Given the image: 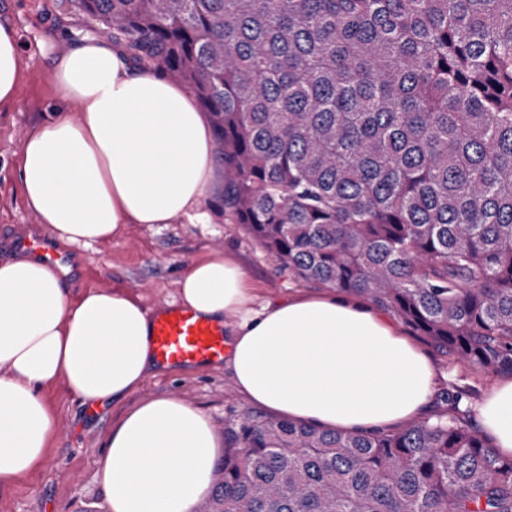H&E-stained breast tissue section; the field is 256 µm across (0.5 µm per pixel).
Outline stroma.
<instances>
[{
  "instance_id": "35a3bbf8",
  "label": "stroma",
  "mask_w": 512,
  "mask_h": 512,
  "mask_svg": "<svg viewBox=\"0 0 512 512\" xmlns=\"http://www.w3.org/2000/svg\"><path fill=\"white\" fill-rule=\"evenodd\" d=\"M20 43L23 70L16 102L0 112V257L15 256L12 239L42 231L25 205L18 181V162L32 125L42 116L79 114L76 101H60L51 82V62L73 33L98 34L96 24L80 12L62 9L59 0H0ZM224 179L216 177L205 204L207 224H128L112 240L72 246L77 272L64 279L71 296L90 288H121L139 297L148 310L175 304L176 282L210 251L233 257L246 274L257 303L297 293L323 295L325 286L297 280L277 270L268 255L221 209ZM413 343L428 357L434 390L468 389L470 406L479 405L499 383L496 375L478 376L461 364L449 365L422 337ZM155 396H174L200 408L216 433H223L249 399L224 367L163 372L147 378L125 402L90 406L64 384L49 393L55 415L51 446L36 468L8 487H0V512H110L108 494L98 478L105 441L113 422L128 404Z\"/></svg>"
}]
</instances>
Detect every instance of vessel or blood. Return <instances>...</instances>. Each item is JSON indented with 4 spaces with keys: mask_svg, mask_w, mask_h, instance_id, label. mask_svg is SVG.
<instances>
[{
    "mask_svg": "<svg viewBox=\"0 0 512 512\" xmlns=\"http://www.w3.org/2000/svg\"><path fill=\"white\" fill-rule=\"evenodd\" d=\"M16 250L69 276L73 257L43 234L22 237L15 241ZM152 351L156 361L165 368H208L224 360L225 338L222 328L177 305L157 308L152 319Z\"/></svg>",
    "mask_w": 512,
    "mask_h": 512,
    "instance_id": "b4317fda",
    "label": "vessel or blood"
}]
</instances>
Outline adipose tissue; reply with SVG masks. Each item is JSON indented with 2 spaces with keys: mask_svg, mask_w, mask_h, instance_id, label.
<instances>
[{
  "mask_svg": "<svg viewBox=\"0 0 512 512\" xmlns=\"http://www.w3.org/2000/svg\"><path fill=\"white\" fill-rule=\"evenodd\" d=\"M22 72L14 27L0 21V107L16 100ZM59 99L79 116H47L27 136L18 177L26 206L58 240L92 245L127 224H205L217 150L210 121L184 85L134 64L92 35L54 59ZM181 306L229 327L225 365L255 404L294 421L374 431L432 410L427 355L381 312L329 295L256 305L243 270L223 252L177 281ZM152 319L118 288L71 299L40 263L0 261V485L30 473L46 453L57 382L83 402L130 396L159 370ZM496 448L512 455V379L478 414ZM220 442L209 417L172 396L127 408L110 429L99 476L111 512H193L215 479Z\"/></svg>",
  "mask_w": 512,
  "mask_h": 512,
  "instance_id": "adipose-tissue-1",
  "label": "adipose tissue"
}]
</instances>
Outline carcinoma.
<instances>
[{
	"instance_id": "1",
	"label": "carcinoma",
	"mask_w": 512,
	"mask_h": 512,
	"mask_svg": "<svg viewBox=\"0 0 512 512\" xmlns=\"http://www.w3.org/2000/svg\"><path fill=\"white\" fill-rule=\"evenodd\" d=\"M211 118L224 213L279 267L512 374V0H61ZM448 412L345 432L245 408L199 512H512Z\"/></svg>"
}]
</instances>
